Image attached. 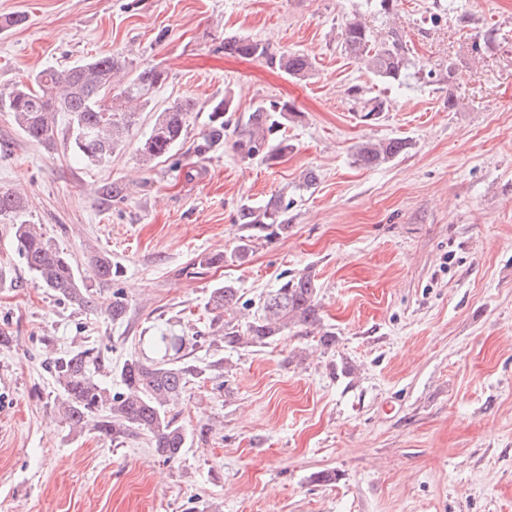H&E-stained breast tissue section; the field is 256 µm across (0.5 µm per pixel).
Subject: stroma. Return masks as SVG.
I'll return each instance as SVG.
<instances>
[{
    "instance_id": "1",
    "label": "stroma",
    "mask_w": 512,
    "mask_h": 512,
    "mask_svg": "<svg viewBox=\"0 0 512 512\" xmlns=\"http://www.w3.org/2000/svg\"><path fill=\"white\" fill-rule=\"evenodd\" d=\"M0 98L50 65L100 54L163 63L156 90L109 162L48 151L0 108V188L20 192L25 220L85 264L107 251L123 275L80 310L41 288L0 219V512H512V0H0ZM395 37L410 61L404 84L380 82L348 54L346 19ZM302 53L296 79L224 52L225 37ZM388 101L372 120L350 86ZM231 93L240 116L269 100L300 116L284 126L293 150L246 160L224 146L195 157L207 114L188 115V140L140 167L136 152L156 110ZM406 149L359 164L366 139ZM313 174V186L303 178ZM128 185L124 200L96 195ZM288 202L287 236L257 241L245 263L229 255L246 229L242 205ZM318 286L332 349L303 328L260 348L196 341L209 334L211 288L231 281L258 300L283 276ZM123 290V322L103 312ZM194 338L195 363L223 360L173 407L187 430L210 425L174 462L140 435L115 445L71 434L54 411L42 361L88 341L100 381L149 337ZM320 471L335 473L329 483Z\"/></svg>"
}]
</instances>
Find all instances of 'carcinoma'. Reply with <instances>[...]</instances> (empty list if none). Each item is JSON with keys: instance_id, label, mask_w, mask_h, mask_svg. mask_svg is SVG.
<instances>
[{"instance_id": "1", "label": "carcinoma", "mask_w": 512, "mask_h": 512, "mask_svg": "<svg viewBox=\"0 0 512 512\" xmlns=\"http://www.w3.org/2000/svg\"><path fill=\"white\" fill-rule=\"evenodd\" d=\"M342 36L345 50L369 70L389 82H402L406 59L401 43L376 41L367 24L357 19L346 23ZM224 51L242 58L263 59L295 78L306 77L313 67V62L302 54L274 53L267 44L250 38L227 37ZM168 78V71L160 63L138 68L124 56L92 57L66 67H46L28 82L18 84L0 103L13 114L25 137L48 151L56 144L57 115L67 114L72 157L85 164H99L123 145L137 114L150 105L152 91ZM349 95L367 117L385 111L382 98L367 97L359 87L350 89ZM195 110L193 100L183 99L157 114L149 132L137 144L141 165L150 167L170 156L184 139L188 113ZM234 111V97L229 94L207 104L206 129L194 143L198 156L216 151L226 141ZM297 117L294 104L288 101L258 103L243 123L236 124L232 148L248 159H281L288 154L290 145L278 132ZM405 146L401 139L366 140L356 148L357 161L376 167L396 158ZM25 208L21 193L0 190V216L15 220L13 239L25 266L41 287L58 299L84 310L94 308L96 287L121 277L120 266L112 263L110 254L94 249L87 256L93 278L82 275L71 254L47 238L41 225L21 219ZM287 212L288 206L279 198L264 206H242L238 219L251 234L240 239L234 258L245 260L261 238L288 234ZM316 297L317 287L311 276L285 277L248 317L249 302L241 301L239 288L227 281L211 290L208 311L213 314L212 325L218 326V340L226 347H266L291 329L303 327L306 334L319 335L318 345L329 349L336 344V335L320 327ZM127 308L124 294L112 292V304L106 310L108 318L114 322L123 319ZM186 344V336L171 330L153 337V356L135 355L123 362L122 388L117 392L96 378L101 366L96 347L82 344L51 356L46 359L45 368L56 386L53 408L72 434L93 430L118 444L144 434L149 436L158 456L175 461L193 442L194 434L178 424L170 406L180 399L190 382L205 380L224 368L222 360L204 365L188 360Z\"/></svg>"}]
</instances>
